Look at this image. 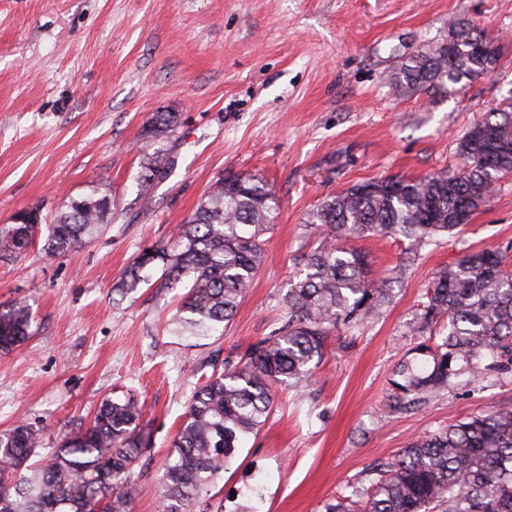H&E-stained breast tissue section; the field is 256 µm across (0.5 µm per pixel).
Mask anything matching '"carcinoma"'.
Masks as SVG:
<instances>
[{
	"label": "carcinoma",
	"mask_w": 512,
	"mask_h": 512,
	"mask_svg": "<svg viewBox=\"0 0 512 512\" xmlns=\"http://www.w3.org/2000/svg\"><path fill=\"white\" fill-rule=\"evenodd\" d=\"M443 42L410 56L393 78L415 90L451 86L455 93L484 75L472 44L498 52V41L462 20L449 24ZM482 124L512 142V111L486 113ZM177 129L173 112H158L142 130L152 152L140 163L134 204L152 207L151 188L173 160L166 142ZM466 160L411 179L385 177L375 189L355 184L322 200L307 224L318 246L301 256L283 297L282 325L250 346L238 361L203 376L187 401L164 463L163 512H194L234 461L246 439L257 434L274 409V389L308 381L328 339L351 332L389 301L384 283L371 275L367 254L352 238L394 235L427 244L458 227L463 202L478 208L486 186L512 175V150L499 152L467 130L458 142ZM274 196L254 175L226 174L179 225L171 244L137 254L121 290L133 291L147 272L162 265L161 289L182 284L174 319L179 336H208L231 319L265 256L263 236L275 220ZM114 201L103 182L62 204L47 227L41 210L18 212L0 226V258L26 254L37 241L50 256L78 251L112 223ZM507 253L481 249L464 254L436 276L423 304L418 331L441 322L448 334L417 350L428 360L402 362L392 381L396 397L436 394L452 379L479 381L512 374V271ZM28 305L0 311V352L30 336ZM40 435L26 423L0 430V512H127L135 468L152 448V433L132 393L107 397L90 425L66 435L38 460ZM512 512V411L474 416L417 440L379 465L368 487H352L321 512Z\"/></svg>",
	"instance_id": "cac0c4a2"
}]
</instances>
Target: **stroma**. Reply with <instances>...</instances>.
Wrapping results in <instances>:
<instances>
[{
  "label": "stroma",
  "instance_id": "obj_1",
  "mask_svg": "<svg viewBox=\"0 0 512 512\" xmlns=\"http://www.w3.org/2000/svg\"><path fill=\"white\" fill-rule=\"evenodd\" d=\"M452 19L498 38L497 68L452 96L395 86ZM511 99L512 0H0V225L34 206L52 217L98 178L117 204L75 255L0 261V306L24 301L34 316L31 338L0 352V429L26 422L53 448L107 395L133 391L153 447L129 512H159L196 367L216 351L239 357L281 325L296 260L317 245L309 214L359 182L461 165L459 137ZM158 112L178 116L175 169L145 214L133 203L141 131ZM229 172L262 178L277 200L265 263L223 334L177 336L179 290L117 285ZM355 245L391 299L331 336L309 382L277 389L269 420L213 489L224 512H319L413 441L512 410V375L460 379L411 409L389 401L437 273L474 249L512 252V176L459 231L423 246L381 236Z\"/></svg>",
  "mask_w": 512,
  "mask_h": 512
}]
</instances>
